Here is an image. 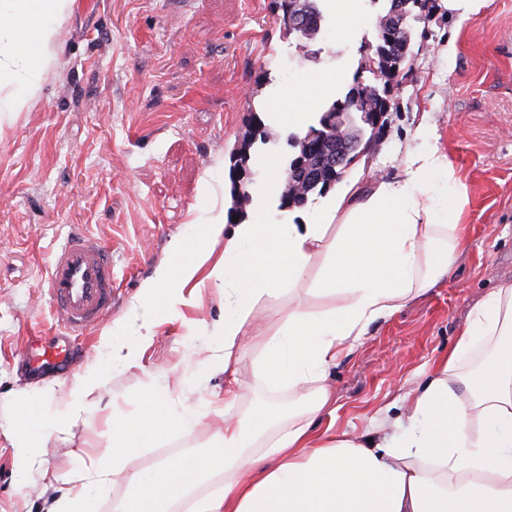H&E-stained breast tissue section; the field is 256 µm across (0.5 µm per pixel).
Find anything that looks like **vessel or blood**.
<instances>
[{
	"label": "vessel or blood",
	"instance_id": "b4317fda",
	"mask_svg": "<svg viewBox=\"0 0 512 512\" xmlns=\"http://www.w3.org/2000/svg\"><path fill=\"white\" fill-rule=\"evenodd\" d=\"M114 274L107 249L78 233L67 238L53 255L45 280L51 301L62 319L65 334L83 336L112 309ZM58 336H39L32 369L44 370L68 362L72 353Z\"/></svg>",
	"mask_w": 512,
	"mask_h": 512
}]
</instances>
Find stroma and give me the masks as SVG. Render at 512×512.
Listing matches in <instances>:
<instances>
[{"label": "stroma", "mask_w": 512, "mask_h": 512, "mask_svg": "<svg viewBox=\"0 0 512 512\" xmlns=\"http://www.w3.org/2000/svg\"><path fill=\"white\" fill-rule=\"evenodd\" d=\"M269 2L195 0L175 12L168 0H75L58 32L57 60L31 106L0 126V512H44L46 474L68 476L78 456L95 470L112 443V413L134 410L152 388L167 387L177 410L223 392V375L204 363L203 328L224 311V294L212 285L174 309L166 289L158 290V325L137 364L113 365L107 341L116 324L136 334L129 304L170 261L171 239L196 244L202 180L213 183L217 209L230 210L223 193L230 155L254 116L271 104L295 110L287 92L305 70H358L384 13L382 0H357L367 17L362 32L348 34L328 14L317 37L302 44ZM430 3L412 24L413 57L392 87L393 108L382 125L365 129V165L346 176L361 187L374 177L398 179L407 152L440 148L467 187V245L447 277L338 356L326 383L339 429L363 431L383 410L399 415L397 390L426 381L456 346L474 306L512 280V0H489L466 20L442 0ZM452 37L457 52L441 59L435 47ZM424 121L431 136L414 138ZM269 135L251 150L253 194L268 179L266 158L284 165L293 153L288 130ZM75 230L110 253L112 310L91 334L71 337V364L32 375L20 358L29 337L62 330L43 283L53 254ZM257 359L254 351L238 357L246 388L240 409L282 415L300 407L299 392L272 393L255 383ZM90 365L107 379L97 406L72 426L68 441L35 443L40 462L19 480L10 425L37 410L62 413L40 386L71 381ZM212 433L208 418L173 431L143 448L127 472L205 451Z\"/></svg>", "instance_id": "35a3bbf8"}]
</instances>
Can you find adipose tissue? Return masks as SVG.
I'll list each match as a JSON object with an SVG mask.
<instances>
[{
	"label": "adipose tissue",
	"instance_id": "obj_1",
	"mask_svg": "<svg viewBox=\"0 0 512 512\" xmlns=\"http://www.w3.org/2000/svg\"><path fill=\"white\" fill-rule=\"evenodd\" d=\"M74 2L0 0V124L14 122L34 98ZM266 166L268 182L244 218L228 224L208 217L192 256L185 238H174V263L159 266L130 304L129 318L148 331L159 288L168 289L173 305L184 289L223 286L224 313L205 334L213 343L208 363L224 374V407L210 448L130 473V494L117 512H169L184 498L190 512H512V281L476 304L447 358L423 385L400 395L404 420L386 416L363 433L314 429L332 399L326 370L340 352L432 288L466 246L467 189L447 155L435 148L408 153L404 179L377 182L365 193L353 183L329 191L300 224L269 223L284 179L275 158ZM218 244L222 258L206 266L207 248ZM308 279L325 307L298 304L278 327L261 323L262 307ZM480 336L493 337L491 354L474 374L456 376L459 358ZM242 350L260 353L258 383L307 388L288 419L240 412L235 355ZM103 385L96 369L77 375L65 419L43 421L37 434L68 433ZM202 417L193 407L169 411L163 390L141 396L137 413L112 418L111 459L92 474L75 467L48 512H97L99 491L139 453L145 436ZM215 471L224 476L217 491L192 498Z\"/></svg>",
	"mask_w": 512,
	"mask_h": 512
}]
</instances>
